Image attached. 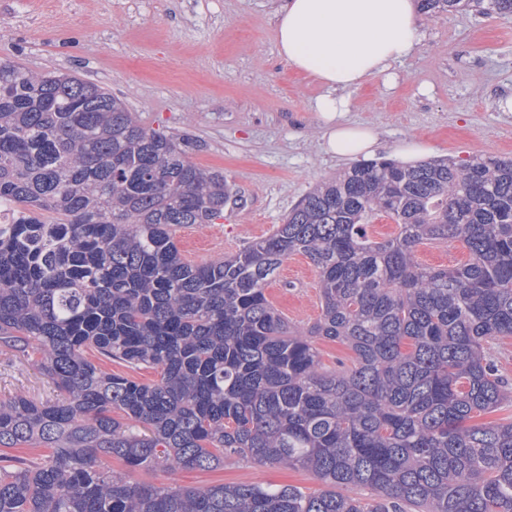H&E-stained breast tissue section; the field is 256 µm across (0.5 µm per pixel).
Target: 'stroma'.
Masks as SVG:
<instances>
[{
  "instance_id": "1",
  "label": "stroma",
  "mask_w": 512,
  "mask_h": 512,
  "mask_svg": "<svg viewBox=\"0 0 512 512\" xmlns=\"http://www.w3.org/2000/svg\"><path fill=\"white\" fill-rule=\"evenodd\" d=\"M0 0V59L36 72L73 73L124 100L146 128L196 142L192 161L224 172L233 197L223 218L180 230L183 257L201 264L271 233L317 184L346 170L323 147L319 83L279 56L278 0ZM512 20L474 11L426 15L422 40L390 76L352 91L347 117L381 134L378 157L416 141L429 159L512 158ZM310 260L284 261L267 296L294 329L321 313ZM52 398L47 377L0 352V395ZM173 486L273 483L318 489L308 473L236 458L208 471L137 475Z\"/></svg>"
}]
</instances>
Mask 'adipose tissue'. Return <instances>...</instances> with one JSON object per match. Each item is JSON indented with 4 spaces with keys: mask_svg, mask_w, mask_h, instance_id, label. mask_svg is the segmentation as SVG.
Masks as SVG:
<instances>
[{
    "mask_svg": "<svg viewBox=\"0 0 512 512\" xmlns=\"http://www.w3.org/2000/svg\"><path fill=\"white\" fill-rule=\"evenodd\" d=\"M274 21L280 57L321 84L315 108L326 152L373 157L379 133L346 121L349 96L415 50L421 32L413 0H282Z\"/></svg>",
    "mask_w": 512,
    "mask_h": 512,
    "instance_id": "1",
    "label": "adipose tissue"
}]
</instances>
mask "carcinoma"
<instances>
[{"instance_id":"1","label":"carcinoma","mask_w":512,"mask_h":512,"mask_svg":"<svg viewBox=\"0 0 512 512\" xmlns=\"http://www.w3.org/2000/svg\"><path fill=\"white\" fill-rule=\"evenodd\" d=\"M418 5L512 19V0ZM192 150L96 83L0 59V349L37 350L56 390L0 398V512H512V420L473 422L512 402L490 346L512 335V159L356 163L194 264L174 234L222 217L230 188ZM382 215L395 232L377 241ZM428 241L467 259L424 265ZM296 254L318 272L305 333L266 295ZM316 337L352 365L325 367ZM233 457L321 488L132 479ZM88 356L97 363L103 371L112 372V373H128L134 377H136L139 381L142 382H151L158 378V371L153 368H142L137 371H132L122 365L121 363L111 361L106 359L96 352L89 351Z\"/></svg>"}]
</instances>
